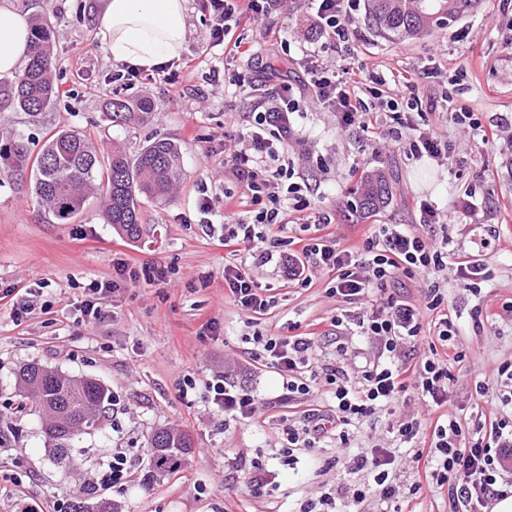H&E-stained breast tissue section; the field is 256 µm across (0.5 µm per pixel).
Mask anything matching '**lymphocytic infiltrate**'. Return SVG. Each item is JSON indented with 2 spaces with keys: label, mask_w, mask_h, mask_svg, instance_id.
Masks as SVG:
<instances>
[{
  "label": "lymphocytic infiltrate",
  "mask_w": 512,
  "mask_h": 512,
  "mask_svg": "<svg viewBox=\"0 0 512 512\" xmlns=\"http://www.w3.org/2000/svg\"><path fill=\"white\" fill-rule=\"evenodd\" d=\"M199 2L212 18L209 45L223 47L225 54L235 57L243 49L241 42L231 40L232 29L257 22L280 6L282 0ZM309 72L310 105L337 113L342 125L374 132L378 119L367 98L377 95V88L362 86L354 73H339L319 64L311 66ZM273 100V105L257 106L249 147L234 151L227 159L233 175L247 192L252 209L245 219L225 224L224 247L234 255L249 250L253 260L262 265L272 259L274 249L283 247L292 280L307 284L315 272L321 271L331 276L329 295L346 301L372 296L370 306L357 313L353 322L361 335L373 340L379 349L378 358L366 361L357 379H350L339 367L326 369L325 381L335 404L328 410L308 409L303 427L286 425L284 453L317 447L330 437L338 447H350V426L413 392L425 402L427 412L423 417L398 422L397 437L412 444L413 460L431 463L429 476L437 486L447 488L454 512H492L494 501L512 490V414L478 422L471 430L448 413V385L454 379L449 365L461 362L462 355L455 350L458 328L451 313L442 308L444 297L439 282H432L428 288L425 309L436 314L434 327L440 347L413 364L402 361L401 354L407 344L421 336V312L425 309L406 300L374 296L399 274L411 279L451 268L459 279L473 281L486 277V264L452 259L447 247L431 249L422 237L399 224L371 225L360 244L351 245L328 233L331 219L323 216L314 223V236L268 239L266 231L270 226L288 224L281 193L293 195L295 211L310 206L300 186L287 183L288 170L279 164L288 115L299 111L301 104L293 96L292 85L286 82L276 87ZM224 294L242 310L257 316L267 314L273 306L272 298L234 264L224 267ZM250 341L254 361L281 376L288 398L314 396L311 337L257 332ZM205 389L225 416L239 421L252 420L264 408L250 391L235 388L220 378L209 380ZM394 463L392 452L385 448L354 457L352 469L370 471L372 484L354 488L348 497L340 491L321 493L318 498L301 503L299 512H338V502L343 498L355 506L371 496L394 502L399 492Z\"/></svg>",
  "instance_id": "1"
}]
</instances>
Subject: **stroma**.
<instances>
[{
  "label": "stroma",
  "mask_w": 512,
  "mask_h": 512,
  "mask_svg": "<svg viewBox=\"0 0 512 512\" xmlns=\"http://www.w3.org/2000/svg\"><path fill=\"white\" fill-rule=\"evenodd\" d=\"M9 5L51 22L58 97L36 116L0 112V128L24 135L34 149L61 126L85 131L104 152L115 144L134 151L167 138L181 145L183 166L166 201L144 204L135 240L105 224L97 199L61 224L38 205L28 174L0 175V512H72L85 481L98 484V498L111 502L115 512H298L304 500L327 489L346 491L371 482L368 471L350 473L345 464L383 442L396 451L400 494H410L418 468L391 429L398 420L423 413L425 406L415 397L366 417L346 450L325 441L297 451L295 460L284 457L283 428L302 426L308 403L282 400L281 377L251 360L247 336L284 335L289 323H296L300 333L315 336V370L340 363L352 376L377 350L352 324L343 341H336L333 317L359 306L328 295L326 275L302 285L284 277L278 261L259 267L245 254L243 267L275 305L254 317L225 299L224 267L233 258L200 224L197 202L204 193L212 199L214 224H223L228 213L247 216L250 200L226 165L223 148L247 138L256 103L279 82L306 88L312 57L339 71H355L365 83L383 77L388 100L451 96L486 130L480 139L468 124L430 115L429 124L449 153L444 160L416 155L410 129L402 143L390 145L342 126L336 113L320 106L289 114L288 164L311 206L289 211L288 219L301 224L329 215L330 233L345 240L373 223L403 224L433 246L482 255L487 279L462 282L452 276L443 290L445 305L458 317L456 348L464 355L453 368L448 409L464 424L479 412H502L496 395L477 405L472 393L476 382L512 359V0H481L477 11L447 28L405 39L382 35L366 18L367 0H356L348 41L335 48L315 24L313 0H288L287 10L235 29L251 55L234 60L221 48H208L212 19L198 0H188L189 36L183 60L174 66L177 80L156 71L126 86L113 81L120 67L96 38L97 0H0V8ZM275 39L285 47L271 59L264 48ZM204 53L208 65L185 69V60ZM213 70L218 79L210 78ZM405 78L414 81L413 90L402 86ZM116 96L149 97V120L112 125L105 104ZM375 166L392 173L393 200L372 219H355L360 175ZM423 198L437 209L438 223H422ZM120 261L135 271L165 267L167 280H129L115 271ZM93 280L115 281L118 289L104 304V318L90 325L75 304ZM20 299L27 300L30 312L18 323L13 304ZM481 309L498 312L496 324L479 323ZM341 343L360 350V357L343 360L337 351ZM31 362L95 378L111 391L100 425L75 442L79 470L54 465L40 420L19 394L17 371ZM218 375L263 399L264 414L251 422L225 418L205 391L206 382ZM187 379L196 383L190 403L180 396ZM170 426L190 434L193 449L174 472L146 478L149 439ZM116 455L126 458L131 477L115 486L105 476ZM256 462L267 474L259 496L248 488Z\"/></svg>",
  "instance_id": "obj_1"
}]
</instances>
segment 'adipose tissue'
Wrapping results in <instances>:
<instances>
[{
  "instance_id": "ef3b65f1",
  "label": "adipose tissue",
  "mask_w": 512,
  "mask_h": 512,
  "mask_svg": "<svg viewBox=\"0 0 512 512\" xmlns=\"http://www.w3.org/2000/svg\"><path fill=\"white\" fill-rule=\"evenodd\" d=\"M188 0H100L97 38L113 62L145 71L173 64L188 35ZM30 25L25 13L7 11L0 21V75L27 61Z\"/></svg>"
}]
</instances>
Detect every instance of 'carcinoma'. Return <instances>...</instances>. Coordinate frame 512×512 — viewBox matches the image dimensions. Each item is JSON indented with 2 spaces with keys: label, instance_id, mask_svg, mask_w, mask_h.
<instances>
[{
  "label": "carcinoma",
  "instance_id": "cac0c4a2",
  "mask_svg": "<svg viewBox=\"0 0 512 512\" xmlns=\"http://www.w3.org/2000/svg\"><path fill=\"white\" fill-rule=\"evenodd\" d=\"M480 0H367L369 18L383 32L417 37L445 27L479 7ZM52 27L33 23L28 61L7 87L0 88V112L21 111L36 116L56 97L53 77ZM152 110L146 99H112L108 115L114 123L144 120ZM181 146L166 138L147 142L136 153L114 148L103 155L87 136L59 128L32 154L29 142L12 134L0 146L3 171H30V187L41 207L66 224L84 209L89 196H99L105 223L128 239L141 233L142 204L167 196L182 171ZM392 201V179L384 168L360 176L355 216L368 219ZM18 388L32 399L42 418V433L51 459L62 468L73 463L74 440L95 429L111 401L110 391L93 378H72L37 363L20 367ZM192 449L189 434L178 428L156 430L149 440L150 468L170 472Z\"/></svg>",
  "mask_w": 512,
  "mask_h": 512
}]
</instances>
